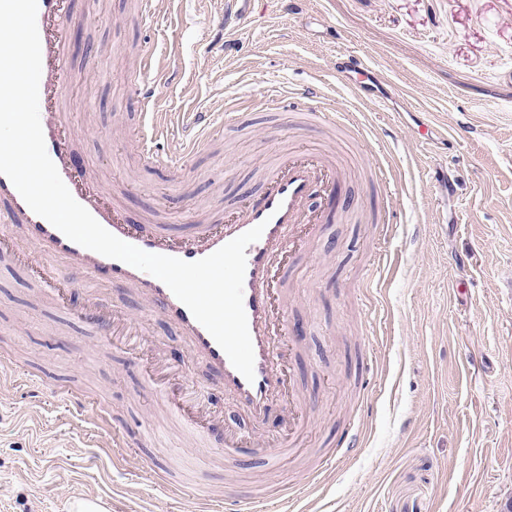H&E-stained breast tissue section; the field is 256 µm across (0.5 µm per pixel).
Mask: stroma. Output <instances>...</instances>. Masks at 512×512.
<instances>
[{
    "instance_id": "obj_1",
    "label": "stroma",
    "mask_w": 512,
    "mask_h": 512,
    "mask_svg": "<svg viewBox=\"0 0 512 512\" xmlns=\"http://www.w3.org/2000/svg\"><path fill=\"white\" fill-rule=\"evenodd\" d=\"M141 0H77L69 26L73 76L66 89L90 168L136 223L188 231L257 195L278 150L293 146L347 161L343 196L357 215H331L298 252L286 286L300 349L296 379L304 427L272 462L282 412L255 423L218 379L189 359L162 318L141 345H100L94 328L46 297L28 265L0 251V364L33 378L37 423L20 417L25 394L0 387V512H69L78 496L112 512H200L205 492L254 500L272 512L282 490L308 484L328 452L334 464L291 512H507L512 504V0H159L155 25ZM363 53L399 89L403 118L363 116L361 135L313 125L301 112H266L268 89L318 96L335 112L360 110L336 69L341 51ZM162 68L155 108L207 115L213 132L181 165L144 166L136 150L140 106L135 59ZM438 133L428 146L417 131ZM388 165L390 235L371 221L372 162ZM101 308L136 315L140 300L105 280L81 288ZM191 378L188 403L256 436L225 465L177 427L143 391L147 366ZM77 389L111 409L129 445L113 448L74 418L52 390ZM357 428L352 453L337 444ZM178 472L170 495L157 467Z\"/></svg>"
}]
</instances>
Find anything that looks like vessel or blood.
Segmentation results:
<instances>
[{"mask_svg": "<svg viewBox=\"0 0 512 512\" xmlns=\"http://www.w3.org/2000/svg\"><path fill=\"white\" fill-rule=\"evenodd\" d=\"M69 4L70 0H38L37 26L42 55L39 109L47 152L73 197L109 232L145 252L196 261L254 226L263 225L261 237L246 250L244 278L243 304L255 356L253 380H246L234 368L210 333L162 281L69 240L35 214L3 175H0V247L22 239L24 247L17 252L22 261L27 260L29 251H36L39 258L32 273L52 297L60 300L65 297L67 284L57 274V264H65L86 277L108 273L112 285L132 292L142 301L140 318L157 315L178 329L188 354L202 359L221 374L225 394L231 395L245 411L256 418L264 417L275 401L285 397L289 400V426L298 428L296 381L287 370L286 354L276 353L275 346L288 334V294L284 286L287 267L298 252L301 239L315 234L322 220L320 214L307 209L306 203L316 193L341 191V178L334 161L327 155H311L299 149L279 152L260 194L205 223L192 225L184 233L154 224L130 223L91 171L76 167L71 161L76 136L63 110L71 76L67 41L72 17ZM155 69L153 55L144 54L139 63L142 80L136 91L142 108L150 110L151 115L149 132L142 137L140 156L149 164L165 167L180 162L189 152L202 147L204 141L193 139L175 153L157 147L155 140L164 132L166 115L151 109L156 84L150 76ZM339 77L352 83L361 103L380 105L381 99L372 87L381 77L365 56L348 54ZM74 315L91 324L107 346L117 343L119 338L131 340L138 335L134 329L119 334L110 318L93 308L77 309ZM186 383L183 375L167 382L149 373L144 376L148 391L159 396L168 414L183 423L188 420L181 399ZM194 434L206 442L222 437L224 457L228 460L246 446L242 437L226 428H198Z\"/></svg>", "mask_w": 512, "mask_h": 512, "instance_id": "1", "label": "vessel or blood"}]
</instances>
